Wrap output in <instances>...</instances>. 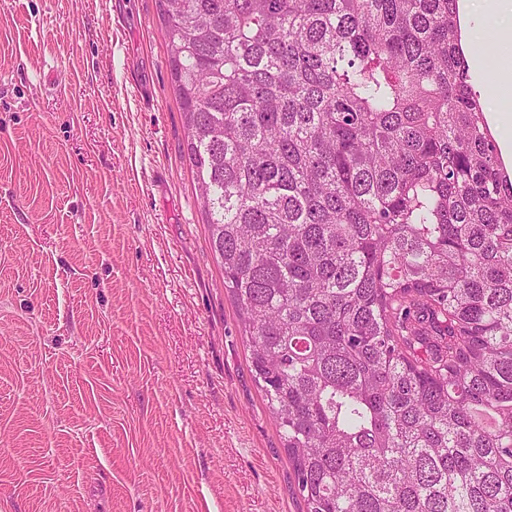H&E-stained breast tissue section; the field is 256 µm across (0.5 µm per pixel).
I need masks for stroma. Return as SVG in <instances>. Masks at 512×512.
Instances as JSON below:
<instances>
[{"label": "stroma", "instance_id": "stroma-1", "mask_svg": "<svg viewBox=\"0 0 512 512\" xmlns=\"http://www.w3.org/2000/svg\"><path fill=\"white\" fill-rule=\"evenodd\" d=\"M0 512H306L160 0H0Z\"/></svg>", "mask_w": 512, "mask_h": 512}]
</instances>
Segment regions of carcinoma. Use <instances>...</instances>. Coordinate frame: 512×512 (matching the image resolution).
I'll list each match as a JSON object with an SVG mask.
<instances>
[{
    "label": "carcinoma",
    "mask_w": 512,
    "mask_h": 512,
    "mask_svg": "<svg viewBox=\"0 0 512 512\" xmlns=\"http://www.w3.org/2000/svg\"><path fill=\"white\" fill-rule=\"evenodd\" d=\"M459 0H161L307 512H512V171Z\"/></svg>",
    "instance_id": "cac0c4a2"
}]
</instances>
